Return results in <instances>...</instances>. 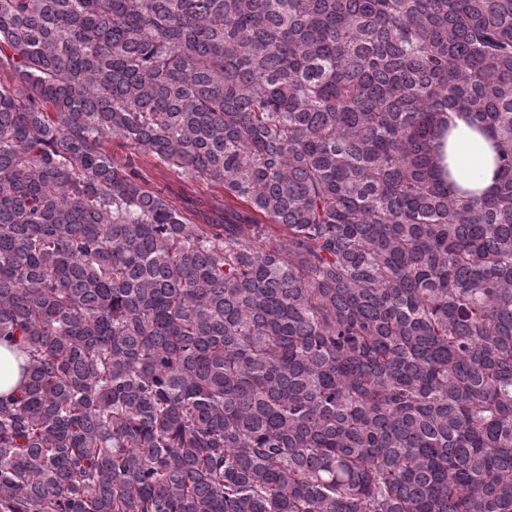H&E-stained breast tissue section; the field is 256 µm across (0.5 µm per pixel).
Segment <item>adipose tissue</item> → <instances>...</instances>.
I'll return each mask as SVG.
<instances>
[{
	"instance_id": "adipose-tissue-1",
	"label": "adipose tissue",
	"mask_w": 512,
	"mask_h": 512,
	"mask_svg": "<svg viewBox=\"0 0 512 512\" xmlns=\"http://www.w3.org/2000/svg\"><path fill=\"white\" fill-rule=\"evenodd\" d=\"M445 142V162L458 186L475 196L491 192L495 183L493 139L472 125L466 115L452 114Z\"/></svg>"
}]
</instances>
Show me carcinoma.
Here are the masks:
<instances>
[{
	"mask_svg": "<svg viewBox=\"0 0 512 512\" xmlns=\"http://www.w3.org/2000/svg\"><path fill=\"white\" fill-rule=\"evenodd\" d=\"M0 342V512H512V0H0ZM450 114L445 163L458 186L481 197L491 192L495 183L493 139L488 131L472 125L466 115ZM111 152L112 157L120 163H126L130 160L135 166L142 167L148 174L147 179L150 181V186L154 189L164 190L166 194L171 195L173 198H176L175 194L180 197L201 198L219 196L221 199L224 196V191L218 187L198 183L188 188L177 175L164 169H150L140 156L134 154V149L120 145L116 141L112 142ZM21 380L16 354L6 346L0 345V394L9 393L20 384Z\"/></svg>",
	"mask_w": 512,
	"mask_h": 512,
	"instance_id": "carcinoma-1",
	"label": "carcinoma"
}]
</instances>
